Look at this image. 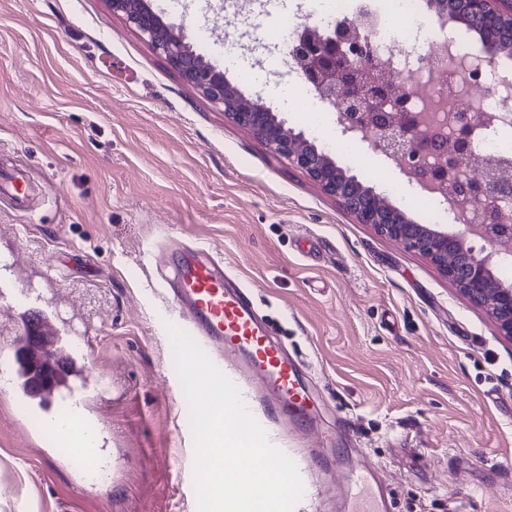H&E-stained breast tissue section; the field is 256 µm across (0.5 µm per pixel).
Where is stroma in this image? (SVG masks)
<instances>
[{
  "label": "stroma",
  "instance_id": "obj_1",
  "mask_svg": "<svg viewBox=\"0 0 512 512\" xmlns=\"http://www.w3.org/2000/svg\"><path fill=\"white\" fill-rule=\"evenodd\" d=\"M261 35L200 0L168 13ZM308 131L314 104L270 86ZM29 165L25 206L0 205V512H198L188 404L166 323L161 257L210 250L275 336L308 363L323 418L304 433L253 415L300 458L294 512H370L373 492L319 454L343 430L381 468L391 512H512V342L425 258L358 223L188 84L107 0H0V169ZM27 294L86 337L87 387L67 402L95 431L108 489L84 481L15 392L8 357Z\"/></svg>",
  "mask_w": 512,
  "mask_h": 512
}]
</instances>
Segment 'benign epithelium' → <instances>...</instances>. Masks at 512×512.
I'll list each match as a JSON object with an SVG mask.
<instances>
[{"instance_id":"7a95c632","label":"benign epithelium","mask_w":512,"mask_h":512,"mask_svg":"<svg viewBox=\"0 0 512 512\" xmlns=\"http://www.w3.org/2000/svg\"><path fill=\"white\" fill-rule=\"evenodd\" d=\"M112 11L123 14L145 39L193 87L239 126L261 138L288 164L318 182L330 195L340 199L359 223L368 224L380 235L401 244L406 250L430 260L474 305L495 323L499 335L512 341V286L497 279L495 267L500 252L512 251V225L496 223L494 203L512 194V181L496 169H484L447 191V169H432L426 159L442 152L439 137L424 129L405 107L398 110L404 120L394 121L381 105L396 98L404 102L406 82L363 80L372 69L367 32L373 17L362 8L357 17L341 19L324 36L315 26H304L290 44L289 55L297 66L304 86L341 113L344 130L373 128L376 135L370 149L396 162L426 191L451 193L458 200L482 205L489 223L465 224L450 232L443 224H409L391 206L379 204L380 194L363 191L358 180L336 167L328 156L309 146L303 134L285 127L278 118L267 121L265 114L245 101L237 103L224 94L228 80L224 71L195 52L173 23L167 22L146 0H109ZM458 12L483 22L481 42L486 62L493 64L499 48L512 44V0H455ZM477 114L461 113L456 131V150L448 156L454 166L468 156ZM481 241V249L473 242Z\"/></svg>"}]
</instances>
